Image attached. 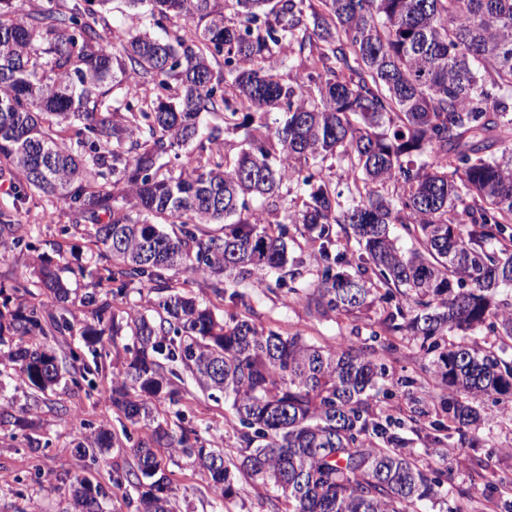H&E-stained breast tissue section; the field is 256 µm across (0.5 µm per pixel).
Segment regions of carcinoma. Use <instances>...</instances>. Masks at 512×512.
<instances>
[{"instance_id":"cac0c4a2","label":"carcinoma","mask_w":512,"mask_h":512,"mask_svg":"<svg viewBox=\"0 0 512 512\" xmlns=\"http://www.w3.org/2000/svg\"><path fill=\"white\" fill-rule=\"evenodd\" d=\"M17 2L0 0V174L17 202L62 201V233L109 262L82 297L93 323L81 337L95 360L132 340L111 399L149 432L116 478L138 491V512H171L162 450L193 460L222 500L236 471L274 493L275 512H425L452 452L439 433L462 438L475 403L512 400V361L471 339L484 328L512 341V155L490 151L512 138V0H125L137 26L110 38L112 0ZM272 113L282 118L271 127ZM226 133L243 137L234 157L218 144ZM336 158L347 200L326 175ZM292 178L309 192L284 210ZM291 225L319 263L308 313L351 325L334 345L264 327L237 291L224 318L176 290L150 316L113 309L133 284L168 289L188 272L220 299L228 283L296 294ZM342 233L359 245L354 260L337 248ZM0 247L34 249L30 225L0 211ZM31 275L66 301L67 283L40 258L15 270L13 288ZM0 297V343L46 335L40 307L13 311ZM378 305L369 341L355 345ZM75 320L67 308L52 318L60 334ZM409 347L422 360L403 384L420 393L395 421L372 401L385 361ZM10 359L32 411L62 366L39 343ZM185 374L224 394L236 459L184 413L174 426L159 415ZM395 424L432 436L431 458L404 451ZM113 445L101 430L74 450L94 461ZM477 477L512 512V473ZM75 482L74 512H103V488Z\"/></svg>"}]
</instances>
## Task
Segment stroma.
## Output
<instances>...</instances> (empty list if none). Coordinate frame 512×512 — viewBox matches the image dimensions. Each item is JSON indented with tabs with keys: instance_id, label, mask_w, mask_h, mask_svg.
<instances>
[{
	"instance_id": "stroma-1",
	"label": "stroma",
	"mask_w": 512,
	"mask_h": 512,
	"mask_svg": "<svg viewBox=\"0 0 512 512\" xmlns=\"http://www.w3.org/2000/svg\"><path fill=\"white\" fill-rule=\"evenodd\" d=\"M0 210L15 212L18 219L31 225L35 251L13 250L0 259V282L6 281L14 269L28 264L40 253L50 259L67 282L72 310L80 323L92 320L90 308L80 303L89 285V273L95 268L92 253L85 239L62 234L69 222L63 202L33 198L15 205L9 187L0 188ZM247 294L264 326L282 333H301L320 344H335L348 335L346 320L333 316L318 319L308 314L304 297H282L253 287ZM127 338H118L107 355L99 360L100 370L93 375L92 386H74L62 379L45 397L44 403L31 414H23L26 403L23 391L7 387L0 391V408L8 411L10 420L0 425V512H64L71 498V480L82 475L101 483L109 494L106 512H136L137 493L125 484H115L118 473L134 465L128 448H111L98 459L83 458L74 453L72 440L80 433L100 429L122 432L109 400L112 375L126 361ZM65 406L68 417L60 419L58 406ZM179 410L204 439H216L225 457L237 454L236 438L229 423L230 412L223 396L202 394L193 383L180 388ZM472 444L456 446L455 457L445 460L448 469V494L432 512H492L482 496L480 484L471 482L470 472L477 464L494 471L512 472V403L488 406L476 430ZM167 473L173 488L175 512H274L267 495L243 490V478H235L239 491L225 500L223 510H216L213 489L206 473L193 467L189 460L174 456L167 462Z\"/></svg>"
}]
</instances>
